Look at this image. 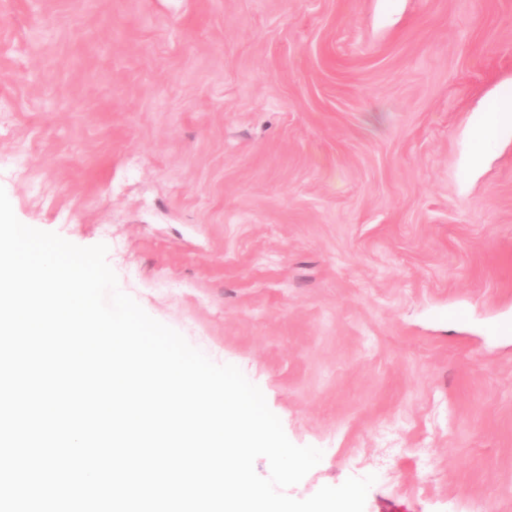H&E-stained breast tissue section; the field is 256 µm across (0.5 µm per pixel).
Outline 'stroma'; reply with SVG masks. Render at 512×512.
<instances>
[{"mask_svg": "<svg viewBox=\"0 0 512 512\" xmlns=\"http://www.w3.org/2000/svg\"><path fill=\"white\" fill-rule=\"evenodd\" d=\"M512 0H0L24 224L263 392L288 488L512 512ZM479 129L481 139L493 138L506 118L512 121V95H506L494 102Z\"/></svg>", "mask_w": 512, "mask_h": 512, "instance_id": "35a3bbf8", "label": "stroma"}]
</instances>
